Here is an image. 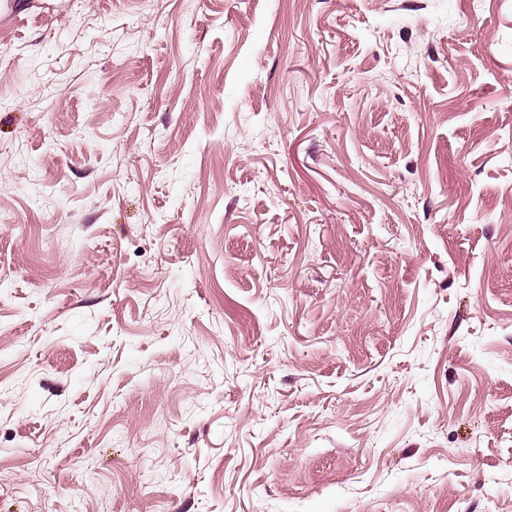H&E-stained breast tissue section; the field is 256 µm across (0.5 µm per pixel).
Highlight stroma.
I'll use <instances>...</instances> for the list:
<instances>
[{
  "instance_id": "1",
  "label": "stroma",
  "mask_w": 512,
  "mask_h": 512,
  "mask_svg": "<svg viewBox=\"0 0 512 512\" xmlns=\"http://www.w3.org/2000/svg\"><path fill=\"white\" fill-rule=\"evenodd\" d=\"M0 14V512H512V0Z\"/></svg>"
}]
</instances>
